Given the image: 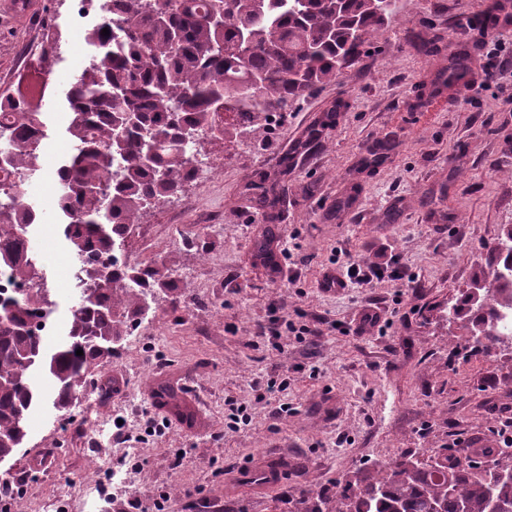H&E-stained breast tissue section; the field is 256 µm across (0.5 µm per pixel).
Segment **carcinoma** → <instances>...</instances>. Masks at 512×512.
Masks as SVG:
<instances>
[{
  "label": "carcinoma",
  "mask_w": 512,
  "mask_h": 512,
  "mask_svg": "<svg viewBox=\"0 0 512 512\" xmlns=\"http://www.w3.org/2000/svg\"><path fill=\"white\" fill-rule=\"evenodd\" d=\"M398 0H104L86 29L91 63L65 93L75 151L58 168L62 232L78 256L81 291L67 340L50 356L30 326L52 314L44 289L0 304V461L14 456L25 425L46 402L32 380L44 365L65 412L73 393L99 373L113 344L143 315L155 289H172L154 259L100 268L148 205L182 191L196 170L193 142L202 133L232 144L244 132L217 122L240 109L265 131V114L283 112L336 81L342 66L375 47L396 19ZM109 35H102V29ZM259 91L249 92L253 79ZM42 100L22 89L0 97V271L31 283L38 272L32 238L17 231L39 223L24 201L23 177L36 171L43 138ZM512 264L485 276L473 322L506 339L494 311L512 308ZM83 355H76L77 350ZM512 512V477L498 467L462 462L443 449L432 463L398 458L384 475L345 484L336 512Z\"/></svg>",
  "instance_id": "cac0c4a2"
}]
</instances>
